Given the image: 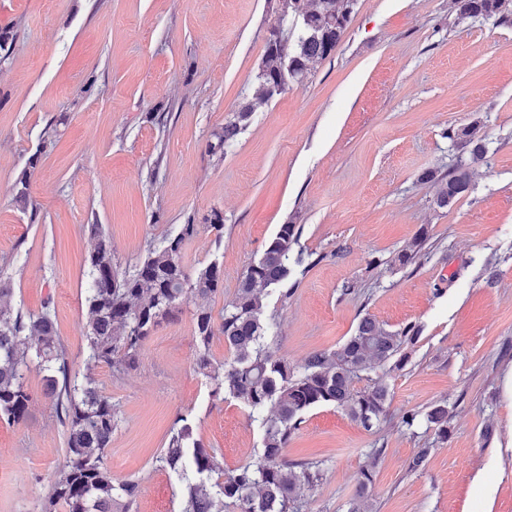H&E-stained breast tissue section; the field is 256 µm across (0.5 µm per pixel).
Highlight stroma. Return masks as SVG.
<instances>
[{
  "label": "stroma",
  "mask_w": 512,
  "mask_h": 512,
  "mask_svg": "<svg viewBox=\"0 0 512 512\" xmlns=\"http://www.w3.org/2000/svg\"><path fill=\"white\" fill-rule=\"evenodd\" d=\"M450 2L357 0L336 52L256 102L282 0H0V28L13 33L0 61V269L12 309L51 310L73 372L118 411L108 461L140 494L112 512H179L181 489L156 464L179 416L225 469L261 454L249 409L213 395L197 370L193 303L126 371L86 359L89 225L102 226L125 271L191 221L200 228L187 267L224 268L217 316L280 225L300 226L301 250L318 261L287 297L266 298L274 349L292 366L343 343L366 315L419 329L408 364L388 377L379 427L333 406L304 414L287 456L319 463L323 477L300 512H346L368 465L366 512H512V26L459 18ZM249 101L235 144L211 154L213 132ZM474 124L488 153L468 193L437 207L419 176L466 159L454 136ZM27 169L24 207L16 182ZM214 210L219 237L202 223ZM423 226L417 261L390 266ZM25 384L27 421H0V512H43L68 461V426L37 367ZM440 401L447 439L403 424ZM421 448L430 455L410 471Z\"/></svg>",
  "instance_id": "1"
}]
</instances>
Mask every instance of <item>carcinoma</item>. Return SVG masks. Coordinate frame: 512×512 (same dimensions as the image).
Instances as JSON below:
<instances>
[{
    "label": "carcinoma",
    "instance_id": "cac0c4a2",
    "mask_svg": "<svg viewBox=\"0 0 512 512\" xmlns=\"http://www.w3.org/2000/svg\"><path fill=\"white\" fill-rule=\"evenodd\" d=\"M452 3L462 19L495 17L512 22V0ZM355 5L356 0H284L283 16L291 24L279 21L266 38L254 97L266 100L281 94L333 55ZM252 112V103L241 105L233 119L213 133L208 150L224 153ZM459 139L470 161L485 158L487 145L479 127L463 129ZM38 161V156H31L30 171L23 172L16 183V198L24 204L29 201L31 170ZM420 181L436 187L437 207H450L470 188L469 164L458 163L445 181L432 170L423 172ZM198 230L197 224L181 225L162 247L150 248L133 271L121 272L112 263V241L99 225H90L94 245L87 259V361L117 370L131 367L153 331L176 317L184 298L192 296L197 369L213 384V393H227L252 410L263 439L256 461L227 473L223 459L196 439L187 418L180 417L182 425L156 458L158 466L182 487L180 512H226L230 507L234 512H299L300 491L321 480L318 464L290 461L286 455L304 413L332 405L366 427L381 421L390 397L388 373L406 366L404 347L419 330L412 325L388 330L364 316L337 349L313 351L295 369L272 349L269 338L276 322L266 315L264 296L288 283L298 267L313 264L303 251L295 250L300 228L280 225L263 254L243 272L218 320L210 302L224 292V268L214 261L191 272L184 262L185 243ZM427 239L423 226L391 264L404 268L414 263ZM10 293L0 277V419L15 424L27 420L32 395L25 386V370L35 362L44 373L45 396L55 401L68 422V463L51 484L45 512H53L58 505L65 512H112V503L118 499L135 501L139 484L114 483L107 464L117 408L91 379L80 382L71 376L50 313L15 311L3 302ZM216 335L224 337L231 353V360L220 365L209 357V344ZM422 417L438 437L448 438V404L435 403Z\"/></svg>",
    "mask_w": 512,
    "mask_h": 512
}]
</instances>
